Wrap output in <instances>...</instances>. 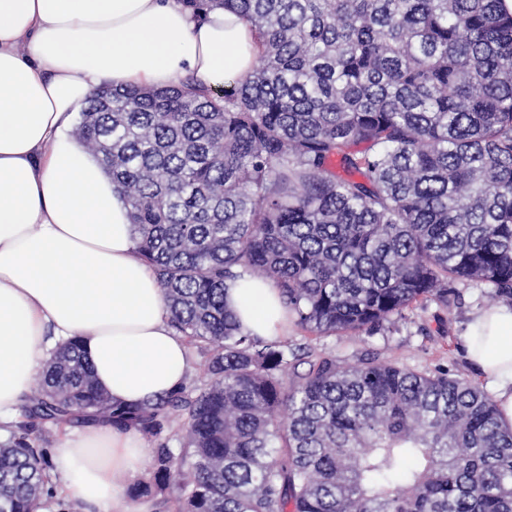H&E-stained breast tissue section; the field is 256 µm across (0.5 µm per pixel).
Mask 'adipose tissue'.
Returning <instances> with one entry per match:
<instances>
[{
	"label": "adipose tissue",
	"instance_id": "ef3b65f1",
	"mask_svg": "<svg viewBox=\"0 0 512 512\" xmlns=\"http://www.w3.org/2000/svg\"><path fill=\"white\" fill-rule=\"evenodd\" d=\"M256 56L250 24L219 8L197 18L179 0H0V422L68 340L115 402L184 384L187 344L135 253L121 194L70 119L103 85L214 86L249 75ZM226 302L252 335L288 327L266 280L240 281ZM462 348L512 426V307L475 310ZM149 458L133 431L99 424L64 436L52 474L81 512H147L114 477L142 475Z\"/></svg>",
	"mask_w": 512,
	"mask_h": 512
}]
</instances>
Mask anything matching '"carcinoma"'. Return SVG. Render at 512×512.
Listing matches in <instances>:
<instances>
[{
  "instance_id": "cac0c4a2",
  "label": "carcinoma",
  "mask_w": 512,
  "mask_h": 512,
  "mask_svg": "<svg viewBox=\"0 0 512 512\" xmlns=\"http://www.w3.org/2000/svg\"><path fill=\"white\" fill-rule=\"evenodd\" d=\"M254 28V71L98 89L76 135L129 209L137 256L206 379L123 406L62 345L0 443V512H38V425L162 443L133 502L177 512H512V428L480 387L376 353L356 361L244 332L224 300L277 288L313 336L379 333L452 284L512 306V12L505 0H180ZM306 366L305 371L298 367Z\"/></svg>"
}]
</instances>
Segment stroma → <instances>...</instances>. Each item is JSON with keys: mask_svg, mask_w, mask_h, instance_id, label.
Here are the masks:
<instances>
[{"mask_svg": "<svg viewBox=\"0 0 512 512\" xmlns=\"http://www.w3.org/2000/svg\"><path fill=\"white\" fill-rule=\"evenodd\" d=\"M456 295L447 307L430 302L395 322L389 331L372 337L352 340L344 336L316 338L288 327L286 334L295 342L308 345L316 352L340 358L356 359L369 352L417 371L442 367L451 375L481 383V376L466 360L461 348V332L469 315L478 308L491 306L489 286L464 282L456 284Z\"/></svg>", "mask_w": 512, "mask_h": 512, "instance_id": "obj_1", "label": "stroma"}]
</instances>
